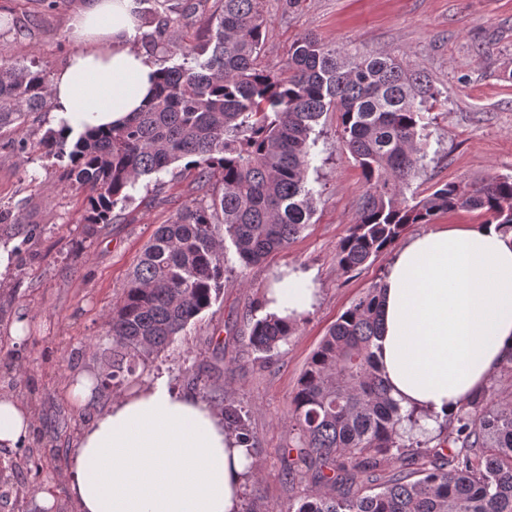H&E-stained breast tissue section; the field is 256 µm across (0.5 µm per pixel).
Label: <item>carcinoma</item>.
<instances>
[{
  "mask_svg": "<svg viewBox=\"0 0 512 512\" xmlns=\"http://www.w3.org/2000/svg\"><path fill=\"white\" fill-rule=\"evenodd\" d=\"M139 0L138 20L154 27L147 48L165 36L172 18ZM200 26L202 40L169 41L180 62L160 68L151 98L118 126L88 127L70 139L50 129L39 141L59 161L60 178L84 193L87 233L112 223L140 178L177 162L209 194L160 225L112 307L100 386L112 391L160 353L216 300L224 283V241L247 267L282 251L309 223L314 193L307 187L315 126L338 114L341 143L367 186L357 218L336 249L345 273L391 248L407 226L440 213L479 210L487 223L512 230V176L470 190L437 186L409 202L404 189L423 168L427 110L438 90L429 76L387 53H344L313 36L295 42L283 71L257 68L267 26L263 0H219ZM47 73L31 60L0 67V129L48 105ZM381 286L344 311L312 353L291 400L301 461L316 483L356 484L390 457L396 467L378 491L339 497L307 495L294 512H512V402L472 394L458 409L452 443L434 448L413 476L414 412L404 413L380 374ZM295 327L273 315L256 319L249 344L270 356ZM224 424L249 445L240 410L224 407Z\"/></svg>",
  "mask_w": 512,
  "mask_h": 512,
  "instance_id": "carcinoma-1",
  "label": "carcinoma"
}]
</instances>
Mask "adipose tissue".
Masks as SVG:
<instances>
[{
    "label": "adipose tissue",
    "instance_id": "ef3b65f1",
    "mask_svg": "<svg viewBox=\"0 0 512 512\" xmlns=\"http://www.w3.org/2000/svg\"><path fill=\"white\" fill-rule=\"evenodd\" d=\"M138 0H85L70 23L81 48L50 85L51 112L72 134L118 123L149 96L158 65L134 42ZM312 271L281 270L263 311L301 322ZM376 341L390 397L435 426L512 356V231L435 228L407 239L383 282ZM32 412L0 393V447L18 448ZM248 450L200 399L147 386L98 409L66 475L76 512H240Z\"/></svg>",
    "mask_w": 512,
    "mask_h": 512
}]
</instances>
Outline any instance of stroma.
Returning a JSON list of instances; mask_svg holds the SVG:
<instances>
[{
	"mask_svg": "<svg viewBox=\"0 0 512 512\" xmlns=\"http://www.w3.org/2000/svg\"><path fill=\"white\" fill-rule=\"evenodd\" d=\"M84 0H0V15L25 14L39 25L33 37L0 29V65L36 60L55 75L80 48L70 22ZM268 25L259 67L282 66L292 45L314 36L347 52H387L429 75L440 95L432 104L424 167L405 191L419 200L446 182L463 189L512 175V0H264ZM50 110L25 114L21 129L0 130V242L13 246V269L0 281V392L12 393L35 416L24 450L0 448V473L12 474L19 494L0 512H42L36 490L57 488L55 512H75L64 474L92 410L67 397L78 373L103 371L99 347L108 316L155 229L170 222L197 193L180 169L141 178L112 221L86 234L82 196L58 178L57 161L38 146L54 128ZM308 173L314 191L309 224L285 250L242 267L234 247L224 251V286L212 306L174 342L139 368L124 391L157 383L211 404L241 408L253 438L240 512H288L314 490L305 474L283 477L296 462L299 438L289 403L309 357L368 288L381 283L394 257L382 253L349 273L336 264L366 192L361 170L340 140L336 113L323 115ZM27 149L17 147L19 137ZM37 187H30V179ZM316 272L319 299L271 358L248 345L261 317L262 294L283 266ZM29 320V336L10 345L14 322Z\"/></svg>",
	"mask_w": 512,
	"mask_h": 512,
	"instance_id": "obj_1",
	"label": "stroma"
}]
</instances>
